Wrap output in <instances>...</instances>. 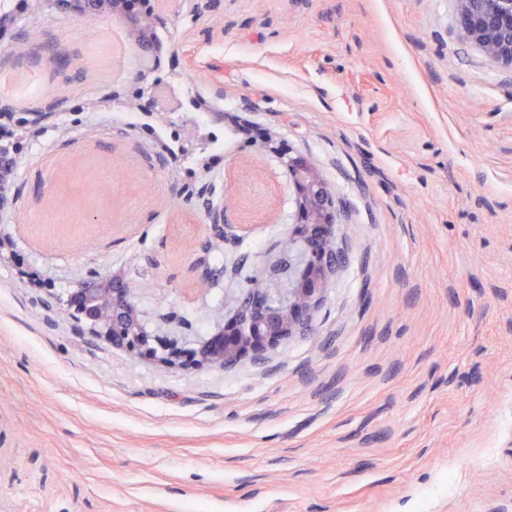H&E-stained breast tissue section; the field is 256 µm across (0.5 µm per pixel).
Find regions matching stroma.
Listing matches in <instances>:
<instances>
[{
  "label": "stroma",
  "instance_id": "1",
  "mask_svg": "<svg viewBox=\"0 0 512 512\" xmlns=\"http://www.w3.org/2000/svg\"><path fill=\"white\" fill-rule=\"evenodd\" d=\"M134 8L163 20L153 81L186 85L181 115L223 149L183 154L152 96L133 125L105 103L136 67L120 18L9 0L28 52L0 50V100L58 124L23 139L0 214V512H512V70L460 36L456 0ZM268 131L335 193L306 330L201 370L89 336L66 299L91 272L132 274L148 325L175 311L186 336L249 276L286 283L288 176L250 145ZM210 219L211 223V236L209 237V241L206 243L205 248H201L200 253L194 260L193 267L195 270H200V278L203 281H210L211 269L209 267V254L213 251L218 245L221 247L224 246V198L223 200H218L215 205L212 206L210 210Z\"/></svg>",
  "mask_w": 512,
  "mask_h": 512
}]
</instances>
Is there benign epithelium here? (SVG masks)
Returning a JSON list of instances; mask_svg holds the SVG:
<instances>
[{
	"label": "benign epithelium",
	"mask_w": 512,
	"mask_h": 512,
	"mask_svg": "<svg viewBox=\"0 0 512 512\" xmlns=\"http://www.w3.org/2000/svg\"><path fill=\"white\" fill-rule=\"evenodd\" d=\"M56 12L84 17L120 15L128 39L141 57L134 80L141 84L153 71L154 48L150 32L157 14L135 12L129 0H54ZM456 25L460 35L477 45L492 61L512 69V0H457ZM12 131L0 125V211L15 200L18 160L6 147ZM259 154L279 157L288 173L293 206L292 225L285 248H299L288 287L274 290L261 276L251 278L246 293L229 313L214 311L218 331L196 339L172 333L164 325L149 327L137 303L136 279L128 273H91L80 279L66 302L67 311L87 326L90 335L124 349L137 361L178 368L231 367L277 345L307 327L306 317L320 302L337 259L334 193L310 163L290 155L271 131L252 143ZM211 236L194 260L200 278L210 281L209 253L224 245V202L210 210Z\"/></svg>",
	"instance_id": "7a95c632"
}]
</instances>
